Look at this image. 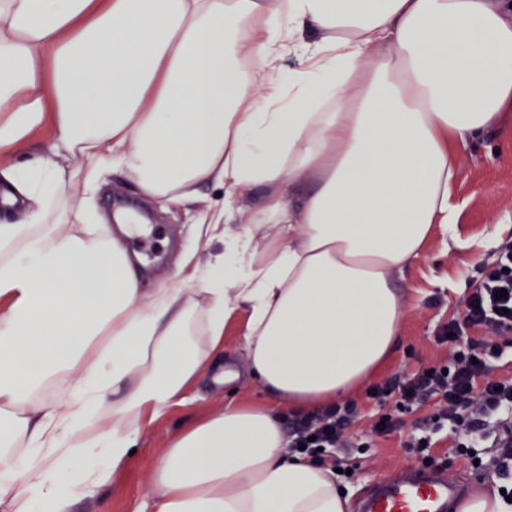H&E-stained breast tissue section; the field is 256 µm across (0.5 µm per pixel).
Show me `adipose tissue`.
<instances>
[{
	"mask_svg": "<svg viewBox=\"0 0 512 512\" xmlns=\"http://www.w3.org/2000/svg\"><path fill=\"white\" fill-rule=\"evenodd\" d=\"M511 115L512 0H0V512L102 500L240 312L265 402L174 433L137 512H349L282 412L387 361L460 153ZM115 173L164 209L224 189L149 290L93 204ZM242 210L239 214L237 223L247 224L250 223L253 212L258 209L265 197V190L262 186H250L244 188L241 193Z\"/></svg>",
	"mask_w": 512,
	"mask_h": 512,
	"instance_id": "obj_1",
	"label": "adipose tissue"
}]
</instances>
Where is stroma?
I'll use <instances>...</instances> for the list:
<instances>
[{"mask_svg":"<svg viewBox=\"0 0 512 512\" xmlns=\"http://www.w3.org/2000/svg\"><path fill=\"white\" fill-rule=\"evenodd\" d=\"M458 167L459 181L452 200L458 211L454 233L449 236L435 230L422 256L406 271L410 285L407 316L376 384L402 382L430 365L447 362V346L435 340L439 327L463 314L469 279L480 263L489 261L502 240L512 237V126L491 130L460 155ZM219 200L217 187H205L200 201L171 210L156 209V223L127 238L129 251L143 260L146 287L167 280L175 272L181 253L192 245L198 212ZM352 399L358 405V416L346 434L351 452L343 462L352 467L353 475L341 486L356 504L376 481L420 465L421 457L410 450L409 443L421 434L431 409L426 406L400 413V430L380 437L374 434L372 425L381 415L395 411L394 397L373 398L361 389ZM204 409L199 398L190 400L172 406L152 424L143 434L119 490L103 501L104 512H131L133 505L143 500L148 490V469L158 448ZM455 441L448 429L433 432L430 454L435 461L446 463V475L460 486L462 494L500 488L496 476L458 456Z\"/></svg>","mask_w":512,"mask_h":512,"instance_id":"1","label":"stroma"}]
</instances>
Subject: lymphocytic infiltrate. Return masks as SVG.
Instances as JSON below:
<instances>
[{
    "instance_id": "1",
    "label": "lymphocytic infiltrate",
    "mask_w": 512,
    "mask_h": 512,
    "mask_svg": "<svg viewBox=\"0 0 512 512\" xmlns=\"http://www.w3.org/2000/svg\"><path fill=\"white\" fill-rule=\"evenodd\" d=\"M480 338H470V331ZM512 333V238L503 240L490 262L481 264L469 284L466 309L459 318L443 325L438 342L450 350L447 366L396 385H377L373 397L396 394L402 407L437 400L431 418L433 429L448 427L458 437L460 455H470L489 426L502 428L495 437V456L490 469L503 479L512 477V379L495 376L494 364L503 358ZM358 415L356 403L347 402L295 418L288 432L290 450H305L319 463L327 449L345 450L344 435Z\"/></svg>"
}]
</instances>
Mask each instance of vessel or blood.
<instances>
[{
	"mask_svg": "<svg viewBox=\"0 0 512 512\" xmlns=\"http://www.w3.org/2000/svg\"><path fill=\"white\" fill-rule=\"evenodd\" d=\"M457 486L430 468L378 481L361 501L362 512H448Z\"/></svg>",
	"mask_w": 512,
	"mask_h": 512,
	"instance_id": "vessel-or-blood-1",
	"label": "vessel or blood"
}]
</instances>
